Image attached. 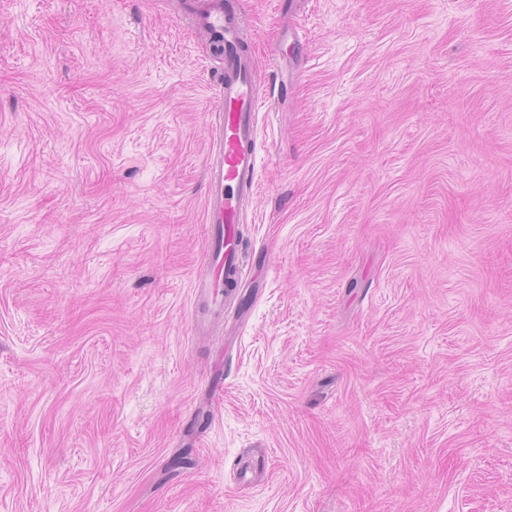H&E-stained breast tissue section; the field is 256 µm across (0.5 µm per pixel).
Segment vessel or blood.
<instances>
[{
	"mask_svg": "<svg viewBox=\"0 0 512 512\" xmlns=\"http://www.w3.org/2000/svg\"><path fill=\"white\" fill-rule=\"evenodd\" d=\"M206 35H220L224 43L222 105L214 126L217 148L207 166L210 243L193 285L200 306L219 309L236 302L249 276L240 226L255 196L258 177L257 113L260 97L252 75V57L245 50L248 23L222 0L198 20Z\"/></svg>",
	"mask_w": 512,
	"mask_h": 512,
	"instance_id": "vessel-or-blood-1",
	"label": "vessel or blood"
}]
</instances>
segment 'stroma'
Segmentation results:
<instances>
[{"instance_id": "obj_1", "label": "stroma", "mask_w": 512, "mask_h": 512, "mask_svg": "<svg viewBox=\"0 0 512 512\" xmlns=\"http://www.w3.org/2000/svg\"><path fill=\"white\" fill-rule=\"evenodd\" d=\"M231 2L255 280L201 334V0H0V512H512V0H305L282 102Z\"/></svg>"}]
</instances>
